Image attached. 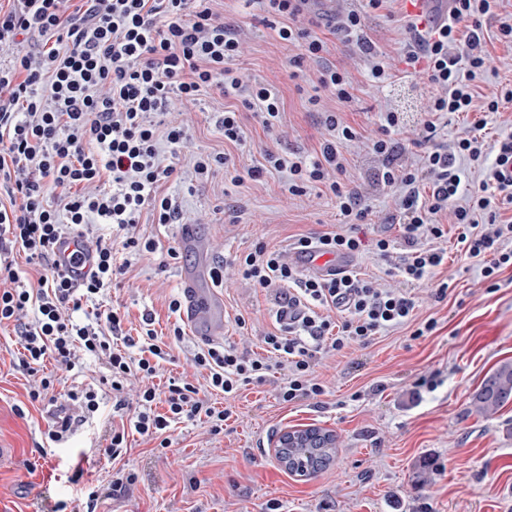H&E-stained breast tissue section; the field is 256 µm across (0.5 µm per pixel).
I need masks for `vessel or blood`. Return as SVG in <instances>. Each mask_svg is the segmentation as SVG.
<instances>
[{
    "mask_svg": "<svg viewBox=\"0 0 512 512\" xmlns=\"http://www.w3.org/2000/svg\"><path fill=\"white\" fill-rule=\"evenodd\" d=\"M290 262L302 272L318 277L329 278L350 269L349 256L326 254L310 255L293 251ZM182 317L186 323L200 330L199 340L214 343L224 338V298L216 290H203L196 285L195 274H187L182 280Z\"/></svg>",
    "mask_w": 512,
    "mask_h": 512,
    "instance_id": "obj_1",
    "label": "vessel or blood"
}]
</instances>
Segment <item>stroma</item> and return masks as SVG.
Segmentation results:
<instances>
[{
	"mask_svg": "<svg viewBox=\"0 0 512 512\" xmlns=\"http://www.w3.org/2000/svg\"><path fill=\"white\" fill-rule=\"evenodd\" d=\"M334 0H315L322 17L317 30L325 41L327 59L346 68L353 81V99L343 118L358 139L345 147L349 165L343 182L359 187L371 210L365 239H397L396 188L381 179V165L370 151L366 134L375 129L381 112H404L414 135H421L427 100L439 94L405 63L404 24L409 0H389L369 8L365 0H344L341 6L362 12L364 32L386 53L397 77L382 88L370 85L369 65L354 41L333 31ZM226 26L238 31L243 52L231 68L250 81L275 91L282 102L281 124L266 129L240 98L202 95L199 102L172 101L167 121L184 125L190 135L179 165L191 171L200 153H226L228 168L216 169L208 180L187 187L165 185L178 197L183 222L196 225L209 243L207 266L249 251L256 241L269 249H289L295 238L316 236L341 227L336 201L309 191L293 196L285 174L270 171L260 180L248 168L265 163L266 152L282 155L317 149L325 130L322 115L308 98L317 84V66L296 65L299 47L281 41L259 5L218 0ZM512 15L505 0L499 18L483 19L485 48L494 69L485 74L479 91L486 94L512 85V44L498 40L500 17ZM240 111L245 141L226 142L215 126L219 113ZM434 121L439 141L465 135L475 123L485 125L487 145L512 133V107L496 114L480 111L440 114ZM140 222L160 251L131 256L127 272L114 282L104 304L119 309L123 329L131 336L154 330L172 343V361L162 363L160 382L193 376L189 358L200 342L181 315L168 304L181 298L179 272L197 257L178 235V226ZM176 247L172 259L166 247ZM447 253L434 280L414 288L418 320L435 319L432 333L412 338L410 327L381 332L367 345L342 351L321 350L315 367L326 393L317 399L284 403L279 399L282 372L263 383L244 387L230 402L232 416L214 435L202 421L172 424L169 449L155 450L137 433L128 437L122 462L136 476L125 495L101 498L96 512H512V403L483 413L472 396L485 375L501 362L512 361V268L495 279L483 276L482 260L462 257L455 236L441 241ZM447 283L443 300H436L439 283ZM224 297V342L248 356L264 355L262 338L276 331L274 293L253 287L236 267L225 271L219 287ZM152 312V327L142 322ZM184 338L174 341V327ZM12 327L0 328V512H82L87 491L108 486L112 462L91 453L104 434V415L88 417L63 442L47 440L48 408L31 403L33 381L15 355ZM316 426L333 431L337 448L332 463L316 476L289 473L272 452L284 429ZM80 460L84 475L71 481L57 470L59 459Z\"/></svg>",
	"mask_w": 512,
	"mask_h": 512,
	"instance_id": "35a3bbf8",
	"label": "stroma"
}]
</instances>
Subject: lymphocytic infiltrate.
<instances>
[{
	"mask_svg": "<svg viewBox=\"0 0 512 512\" xmlns=\"http://www.w3.org/2000/svg\"><path fill=\"white\" fill-rule=\"evenodd\" d=\"M215 0H11L0 9V49L11 59L0 66V325L12 326L17 337L21 366L38 374L46 358L72 370L80 357L103 360L107 369L98 388H72L56 396L55 382L40 377L31 387L30 402L61 401L60 414L50 422L47 437L62 441L75 420L96 413L101 393L111 392L114 409L124 417L110 426L103 454L121 460L128 451L127 432L156 440L159 448L171 445L166 435L171 423L201 418L212 434H219L231 412L216 406L202 389L231 399L248 384L263 381L273 369L283 370L280 398L285 402L314 399L325 387L315 374L323 346L339 351L350 344L365 345L380 332L412 327L421 337L436 327L434 319L416 320V300L411 284L430 278L444 260L443 250L421 247V240L442 239L446 230L436 216L452 210L457 244L470 258L485 259V278L512 267V249L503 242L512 238V224L499 222V205H512V179L503 168L512 161V135L488 153L480 130L457 139L450 148L436 143L437 126L424 124L422 140L429 146L421 168L402 164L403 146L397 137L404 118L385 112L368 145L381 159L386 185L405 187L399 202V222L408 251L397 266L404 285L379 288L353 273L336 278L301 277L285 255L257 243L234 256L243 279L257 288H279L275 301L278 317L288 318L286 332L267 333V355L248 357L234 348L208 345L194 351L191 361L206 373L204 385L188 379L169 380L159 387L154 379L162 361L171 353L154 334L123 336L122 316L99 310L97 304L114 278L124 274L133 254L155 252L159 243L141 233L140 218L150 212L153 223L175 224L180 207L165 184L178 181L176 160L188 141L185 127L165 123L163 115L172 99L197 101L212 89L240 97L255 111L266 128L282 119L279 96L259 83L244 81L229 63L241 52L234 31L214 8ZM263 10L280 19L279 39L298 45L302 59L319 65L318 95L329 93L339 103L350 101L349 72L324 57L325 42L316 34L319 18L313 0H258ZM501 0H448V17L428 31L409 23V66H422L432 84L445 88L434 98L432 114H457L482 107L497 113L512 105V87L477 96L476 84L491 66L484 48L482 20L495 16ZM340 31L354 38L359 50L372 58L370 78L387 84L393 75L373 42L365 35L361 15L355 10L337 13ZM40 37L37 50H24L23 40ZM328 132L315 156L265 155V166L249 169L257 180L266 169L286 174L287 190L301 196L316 188L335 198L348 230L326 232L294 240L297 250L320 254L363 251L365 244L354 225L364 223L369 210L361 193L343 185L344 146L357 133L338 112L324 114ZM486 166L492 191L486 195L463 194L457 157ZM431 179L432 191L422 196L418 184ZM465 205H456L458 195ZM75 235L76 246L96 252L94 265L81 282H73L66 264L55 258L58 240ZM24 254L25 266L12 256ZM94 304L92 317L77 320L84 304ZM342 312L341 322L327 317V310ZM125 347L117 349L115 338ZM139 380L135 399H127L130 380ZM165 412H156L157 403Z\"/></svg>",
	"mask_w": 512,
	"mask_h": 512,
	"instance_id": "1",
	"label": "lymphocytic infiltrate"
}]
</instances>
